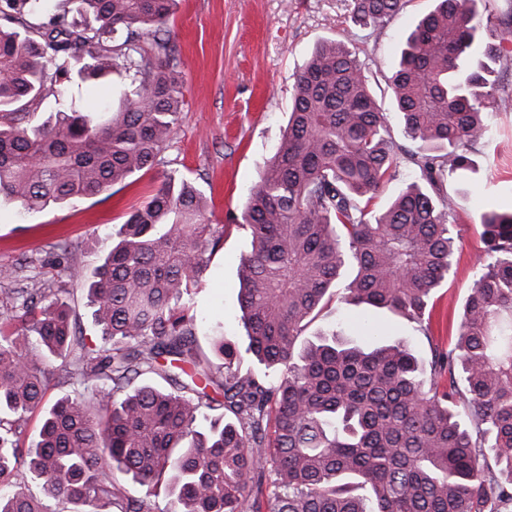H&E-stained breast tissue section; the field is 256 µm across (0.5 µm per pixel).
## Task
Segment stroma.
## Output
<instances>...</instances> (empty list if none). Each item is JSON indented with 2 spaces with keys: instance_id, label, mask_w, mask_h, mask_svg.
<instances>
[{
  "instance_id": "obj_1",
  "label": "stroma",
  "mask_w": 512,
  "mask_h": 512,
  "mask_svg": "<svg viewBox=\"0 0 512 512\" xmlns=\"http://www.w3.org/2000/svg\"><path fill=\"white\" fill-rule=\"evenodd\" d=\"M433 4L408 0L395 18L360 27L349 20L351 0H177L167 28L185 74V105L155 168L133 174L111 192L41 211L24 212L17 204L1 202L0 270L19 268L27 276L57 278L71 291L87 343L98 345L84 282L56 277L54 261L64 255L77 268L92 269L150 185L167 176L186 178L212 197L211 221L224 227V247L212 257L196 296L197 318L207 327L223 325L225 335L246 346L238 265L250 236L241 212L249 188L281 144L297 72L319 42H349L378 103L393 112L387 88L392 66L405 35ZM471 159L475 171L469 180L448 184L457 201L459 248L448 281L434 298L427 330L335 298L310 332L361 313L395 327L397 337L421 357H429L432 346L448 345L481 253L480 216L512 210V110L493 112Z\"/></svg>"
}]
</instances>
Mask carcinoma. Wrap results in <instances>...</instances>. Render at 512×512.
<instances>
[{
	"label": "carcinoma",
	"instance_id": "cac0c4a2",
	"mask_svg": "<svg viewBox=\"0 0 512 512\" xmlns=\"http://www.w3.org/2000/svg\"><path fill=\"white\" fill-rule=\"evenodd\" d=\"M74 2L78 19L0 0V200L25 210L152 170L184 106L165 29L176 0ZM435 2L388 79L411 146L355 48L322 41L297 74L287 132L241 214L245 350L219 325L222 363H201L194 297L224 225L186 179L151 191L85 280L102 347L73 323L68 289H16L0 312V512H49V500L55 512H512V211L482 214L455 338L429 363L377 325L363 340L339 324L306 338L334 297L421 328L448 280L458 236L446 184L473 170L488 111L511 106L512 88L499 90L505 54L483 39V0ZM404 4L353 0L350 19L381 23ZM80 61L89 77L132 75L118 109L79 105ZM47 89L59 109L33 125L25 109ZM403 164L415 180L371 209ZM246 355L260 372H240ZM152 375L169 388L138 384ZM55 378L77 387L47 407Z\"/></svg>",
	"mask_w": 512,
	"mask_h": 512
}]
</instances>
